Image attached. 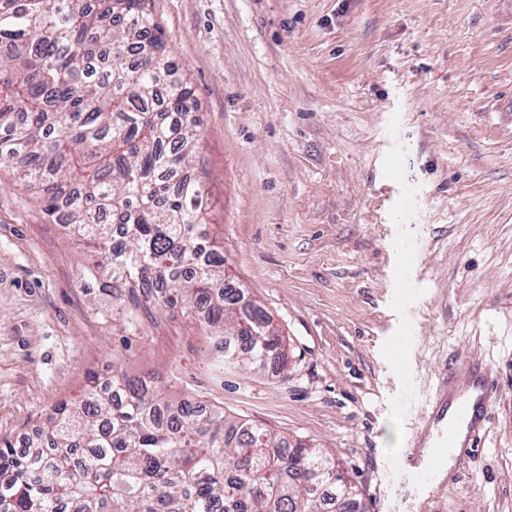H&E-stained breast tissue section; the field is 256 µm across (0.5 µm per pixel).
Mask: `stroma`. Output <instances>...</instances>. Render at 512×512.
Here are the masks:
<instances>
[{
  "label": "stroma",
  "mask_w": 512,
  "mask_h": 512,
  "mask_svg": "<svg viewBox=\"0 0 512 512\" xmlns=\"http://www.w3.org/2000/svg\"><path fill=\"white\" fill-rule=\"evenodd\" d=\"M194 91L211 239L277 324L285 374L112 281L0 164V439L121 366L324 449L355 512H512V14L497 0H152ZM497 383L438 485L402 460L441 373Z\"/></svg>",
  "instance_id": "1"
}]
</instances>
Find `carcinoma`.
I'll list each match as a JSON object with an SVG mask.
<instances>
[{
	"instance_id": "obj_1",
	"label": "carcinoma",
	"mask_w": 512,
	"mask_h": 512,
	"mask_svg": "<svg viewBox=\"0 0 512 512\" xmlns=\"http://www.w3.org/2000/svg\"><path fill=\"white\" fill-rule=\"evenodd\" d=\"M151 0H0V163L95 249L131 322L209 311L224 365L286 371L282 338L224 270L191 174L190 83ZM112 372L59 403L18 450L0 441V512H353L336 458Z\"/></svg>"
}]
</instances>
